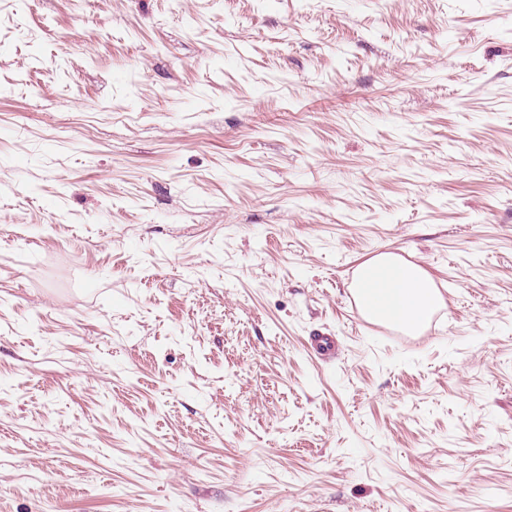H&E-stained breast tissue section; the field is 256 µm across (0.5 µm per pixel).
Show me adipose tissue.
<instances>
[{"mask_svg": "<svg viewBox=\"0 0 512 512\" xmlns=\"http://www.w3.org/2000/svg\"><path fill=\"white\" fill-rule=\"evenodd\" d=\"M350 289L361 300L368 319L415 335L425 329L444 299L430 273L392 252L362 263Z\"/></svg>", "mask_w": 512, "mask_h": 512, "instance_id": "1", "label": "adipose tissue"}]
</instances>
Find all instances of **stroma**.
<instances>
[{
    "label": "stroma",
    "mask_w": 512,
    "mask_h": 512,
    "mask_svg": "<svg viewBox=\"0 0 512 512\" xmlns=\"http://www.w3.org/2000/svg\"><path fill=\"white\" fill-rule=\"evenodd\" d=\"M0 512H512V0H0ZM349 288L361 299L368 319L411 335L424 330L444 304L430 273L392 252L379 253L362 263Z\"/></svg>",
    "instance_id": "obj_1"
}]
</instances>
